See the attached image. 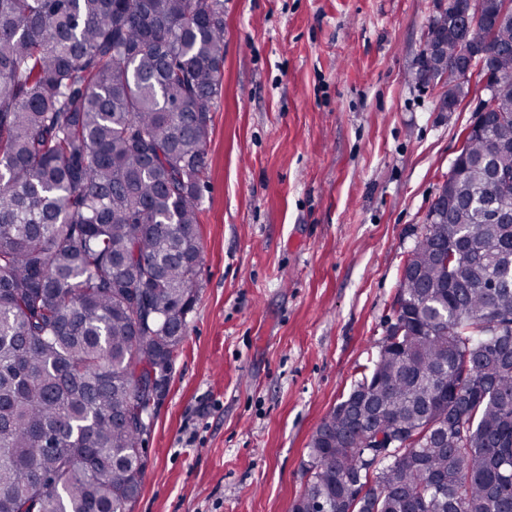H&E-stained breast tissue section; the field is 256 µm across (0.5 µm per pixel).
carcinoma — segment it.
I'll list each match as a JSON object with an SVG mask.
<instances>
[{
  "label": "carcinoma",
  "mask_w": 512,
  "mask_h": 512,
  "mask_svg": "<svg viewBox=\"0 0 512 512\" xmlns=\"http://www.w3.org/2000/svg\"><path fill=\"white\" fill-rule=\"evenodd\" d=\"M481 0L473 67L507 119L463 130L448 201L408 253L400 335L312 435L292 512H512V24ZM434 11L426 41L448 39ZM467 59L420 53L455 86ZM224 0H0V512H125L185 337ZM154 382L148 394L137 384ZM407 443L370 456L360 423Z\"/></svg>",
  "instance_id": "1"
}]
</instances>
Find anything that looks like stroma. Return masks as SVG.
<instances>
[{"label": "stroma", "instance_id": "obj_1", "mask_svg": "<svg viewBox=\"0 0 512 512\" xmlns=\"http://www.w3.org/2000/svg\"><path fill=\"white\" fill-rule=\"evenodd\" d=\"M434 0H224L198 294L126 512H291L482 98L408 79Z\"/></svg>", "mask_w": 512, "mask_h": 512}]
</instances>
